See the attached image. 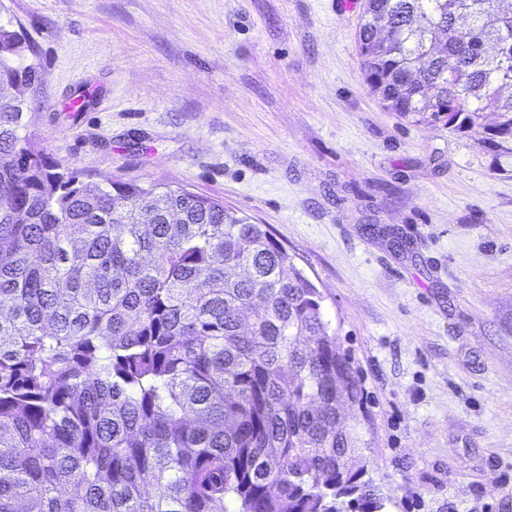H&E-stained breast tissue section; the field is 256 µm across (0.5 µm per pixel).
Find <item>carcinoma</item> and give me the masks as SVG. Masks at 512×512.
Instances as JSON below:
<instances>
[{"instance_id":"carcinoma-1","label":"carcinoma","mask_w":512,"mask_h":512,"mask_svg":"<svg viewBox=\"0 0 512 512\" xmlns=\"http://www.w3.org/2000/svg\"><path fill=\"white\" fill-rule=\"evenodd\" d=\"M365 0L371 89L415 123L512 141V7ZM32 47L0 24V512H382L323 297L262 224L49 160Z\"/></svg>"}]
</instances>
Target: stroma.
<instances>
[{
	"mask_svg": "<svg viewBox=\"0 0 512 512\" xmlns=\"http://www.w3.org/2000/svg\"><path fill=\"white\" fill-rule=\"evenodd\" d=\"M363 3L0 0V20L34 50L50 160L222 200L320 290L385 512H512V153L385 108Z\"/></svg>",
	"mask_w": 512,
	"mask_h": 512,
	"instance_id": "stroma-1",
	"label": "stroma"
}]
</instances>
